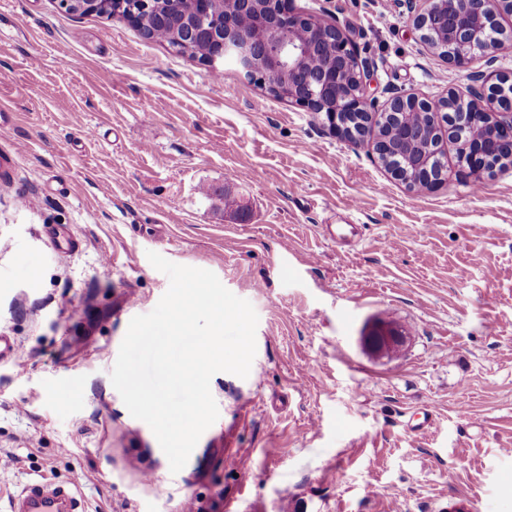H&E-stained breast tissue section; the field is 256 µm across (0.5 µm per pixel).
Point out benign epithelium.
Wrapping results in <instances>:
<instances>
[{
	"label": "benign epithelium",
	"mask_w": 512,
	"mask_h": 512,
	"mask_svg": "<svg viewBox=\"0 0 512 512\" xmlns=\"http://www.w3.org/2000/svg\"><path fill=\"white\" fill-rule=\"evenodd\" d=\"M410 22L429 47L448 48L445 57L463 64L479 52L492 55L501 45L502 16L512 17V0H408ZM70 13H93L101 0H59ZM235 5L221 15L212 13L213 0H190L185 16L183 44L206 41L213 46L200 58L212 72L234 63L243 77L264 84L270 73L281 75L280 94L311 112L324 113L332 129L357 142L371 138L372 150L384 158L391 175L409 191L422 193L439 184L443 168L419 162L414 173L392 162L385 124L402 125L410 113H418L423 123L408 126L405 140L428 142L434 156L442 157L443 129L455 137L458 159L473 172H491L506 161L512 162V114L500 117L496 106L512 103V84L486 85L483 75H469L468 97L451 93L438 101L395 92L383 107L367 95L369 70L359 61L352 41L337 23L290 9L286 0H230ZM156 8V0H129L126 17L143 33L155 37L146 27ZM254 13L252 27H237L239 14ZM305 25L309 37L301 38L298 28ZM324 52L329 64L321 70L308 67L310 56ZM402 331L376 324L364 343L381 353L400 345Z\"/></svg>",
	"instance_id": "obj_1"
}]
</instances>
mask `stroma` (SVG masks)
Wrapping results in <instances>:
<instances>
[{
  "label": "stroma",
  "instance_id": "obj_1",
  "mask_svg": "<svg viewBox=\"0 0 512 512\" xmlns=\"http://www.w3.org/2000/svg\"><path fill=\"white\" fill-rule=\"evenodd\" d=\"M293 6L347 30L381 103L512 77V41L460 66L404 0ZM0 125V512L72 480L88 512H452L462 494L512 512V166L470 174L447 138L443 182L410 192L233 65L213 79L59 0H0ZM327 224L360 235L335 244ZM151 251L258 316L248 377H212L219 417L175 474L110 379L169 287ZM377 322L405 342L370 352Z\"/></svg>",
  "mask_w": 512,
  "mask_h": 512
}]
</instances>
